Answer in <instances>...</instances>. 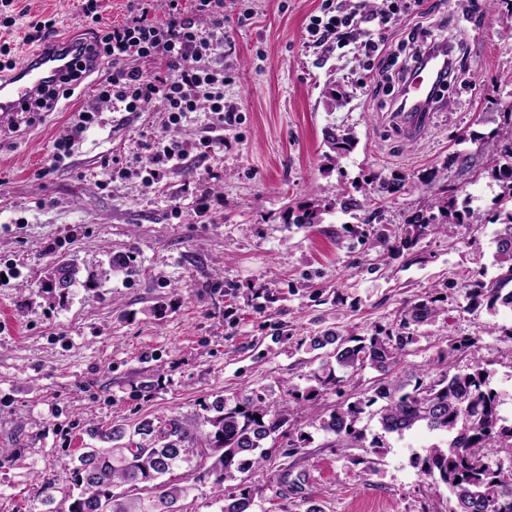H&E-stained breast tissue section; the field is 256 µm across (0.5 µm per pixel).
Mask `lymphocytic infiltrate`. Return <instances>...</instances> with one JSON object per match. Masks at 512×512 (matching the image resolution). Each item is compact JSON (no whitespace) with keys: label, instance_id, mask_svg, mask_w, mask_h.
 Listing matches in <instances>:
<instances>
[{"label":"lymphocytic infiltrate","instance_id":"1","mask_svg":"<svg viewBox=\"0 0 512 512\" xmlns=\"http://www.w3.org/2000/svg\"><path fill=\"white\" fill-rule=\"evenodd\" d=\"M152 0H128V16L123 23H109L99 11L98 0H84L82 14L95 24L94 36L85 48L87 63L109 65L111 71L97 88L95 105L80 109L73 124L53 144V161L71 154L76 137L90 127L101 103L118 101L126 111L138 112L153 101L168 114V122L179 125L188 113L207 107L217 123L234 124L239 116L235 106L225 104L218 84L231 81L228 72H216L210 59L224 45V0H195L184 8L182 0H167L163 21L150 19ZM208 19L201 30L200 19ZM350 13H335L326 0L321 15L312 16L307 26L320 42H345L353 23ZM153 64L145 71L143 63ZM87 63L77 64L71 75L50 86L38 101V109L55 111L60 99L70 98L86 73Z\"/></svg>","mask_w":512,"mask_h":512}]
</instances>
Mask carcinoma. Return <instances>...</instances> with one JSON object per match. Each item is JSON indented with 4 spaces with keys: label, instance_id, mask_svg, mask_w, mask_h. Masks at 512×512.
Returning a JSON list of instances; mask_svg holds the SVG:
<instances>
[{
    "label": "carcinoma",
    "instance_id": "carcinoma-1",
    "mask_svg": "<svg viewBox=\"0 0 512 512\" xmlns=\"http://www.w3.org/2000/svg\"><path fill=\"white\" fill-rule=\"evenodd\" d=\"M329 149L341 156L352 147L353 138L326 135ZM486 150L503 166L495 172L501 181L499 209L488 223L497 225L492 239L496 276H474L471 297L476 305L497 313L499 306L512 308V113L506 126L484 143ZM480 213L466 203L439 199L429 213H418L406 223L403 234L383 235L389 248H404L431 230L448 231L450 224H481ZM64 276L62 283L49 287L65 291L76 281L77 268L66 259H58ZM439 315L435 300H421L408 305L396 331L383 336L357 340L338 339L332 332L311 337L309 346L317 350L328 344L336 349L321 360L314 373L316 385L302 392L287 388L281 400L253 391L229 403L226 399L205 407L213 415L193 419L171 416L145 419L128 432L123 428L96 427L91 436L103 446H91L80 454L71 473V482L81 489L71 498L67 512H180L178 503L191 486L180 484L177 469L199 461L203 472L198 479H209L219 512H249L253 505L250 491L227 484L261 463L271 449L267 439H276L288 424V403L309 402L319 390H340L343 374L369 365L381 372L390 371L401 353L415 342L411 327L430 323ZM373 413L383 431L403 435L424 426L446 436V445H432L415 454L413 467L419 470L428 487L448 490V512H512V473L485 460L484 448L492 441L512 450V420L500 412L501 394L491 386L489 373L478 359L461 372L442 374L429 382L417 378L394 380L380 387L372 396L359 398L337 407L322 424L335 436L338 445L365 439L358 427L361 415L375 404Z\"/></svg>",
    "mask_w": 512,
    "mask_h": 512
}]
</instances>
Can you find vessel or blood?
<instances>
[{
	"label": "vessel or blood",
	"instance_id": "vessel-or-blood-1",
	"mask_svg": "<svg viewBox=\"0 0 512 512\" xmlns=\"http://www.w3.org/2000/svg\"><path fill=\"white\" fill-rule=\"evenodd\" d=\"M78 58L74 42L55 41L21 58L15 68L0 73V119L35 101L40 90L67 75ZM427 62L414 68L396 101L401 127L419 134L427 125L438 85L449 69L448 50L427 54Z\"/></svg>",
	"mask_w": 512,
	"mask_h": 512
}]
</instances>
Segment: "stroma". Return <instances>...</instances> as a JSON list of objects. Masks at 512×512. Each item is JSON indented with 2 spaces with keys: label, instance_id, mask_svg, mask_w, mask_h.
<instances>
[{
  "label": "stroma",
  "instance_id": "obj_1",
  "mask_svg": "<svg viewBox=\"0 0 512 512\" xmlns=\"http://www.w3.org/2000/svg\"><path fill=\"white\" fill-rule=\"evenodd\" d=\"M323 2L224 0V50L212 63L232 72L224 100L238 107L239 124L215 127L201 111L170 128L156 107L113 104L50 168L55 139L93 101L104 68L56 111L0 123V445L23 448L0 460V512H38L48 481L62 500L90 428L193 416L245 391L277 399L290 385L307 390L319 362L303 339L393 330L407 304L429 296L440 315L413 327L394 374L436 379L478 359L512 416V340L503 334L512 309L492 314L469 296L472 274L496 273L493 225L456 224L409 250L377 242L445 192L491 216L501 187L480 145L512 108V37L501 27L512 0H422L416 17L385 31L358 19L342 48L307 33ZM16 7L15 25L0 27V44L14 50L39 16L56 32L92 36L80 0ZM417 27L462 39L463 54L460 79L413 138L392 113ZM378 38L394 61L384 74L364 49ZM332 93L339 105H329ZM330 130L355 137L335 163ZM153 134L193 151L151 185L140 142ZM395 176L405 184L385 199L368 188ZM340 188L357 199L355 215L333 206ZM206 194L213 201L202 216ZM307 208L320 210V223H297ZM116 255L132 260L134 274L111 268ZM60 257L82 278L98 276L97 287L81 279L66 299L51 293L45 282ZM457 338L472 341L471 353L450 352ZM391 375L365 366L346 374L341 391L292 405L290 434L307 442L294 451L279 438L270 460L245 473L254 512H304L309 498L322 512H448L447 491L428 492L410 463L436 443L428 430L386 434L366 413V440L342 448L321 428Z\"/></svg>",
  "mask_w": 512,
  "mask_h": 512
}]
</instances>
